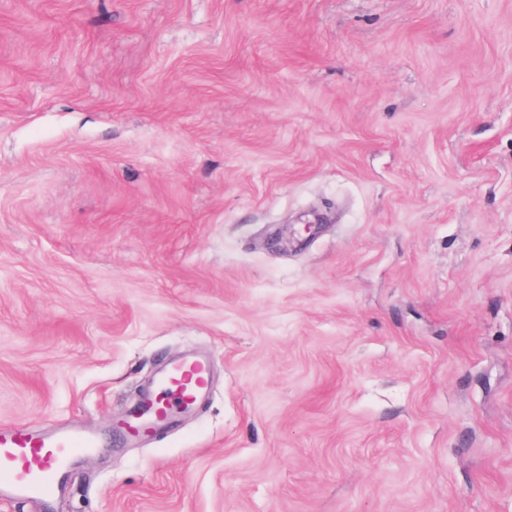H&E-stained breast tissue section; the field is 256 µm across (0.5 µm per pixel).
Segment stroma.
<instances>
[{"label": "stroma", "mask_w": 512, "mask_h": 512, "mask_svg": "<svg viewBox=\"0 0 512 512\" xmlns=\"http://www.w3.org/2000/svg\"><path fill=\"white\" fill-rule=\"evenodd\" d=\"M0 425L103 441L0 512H512V0H0ZM207 384L208 371L204 363H177L154 388L144 393L141 402L147 406L135 419L141 425L159 420L198 397L206 389Z\"/></svg>", "instance_id": "stroma-1"}]
</instances>
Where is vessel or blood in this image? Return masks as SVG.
I'll return each instance as SVG.
<instances>
[{"instance_id":"obj_1","label":"vessel or blood","mask_w":512,"mask_h":512,"mask_svg":"<svg viewBox=\"0 0 512 512\" xmlns=\"http://www.w3.org/2000/svg\"><path fill=\"white\" fill-rule=\"evenodd\" d=\"M204 363L180 362L148 389L138 417L146 425L173 413L207 387ZM97 437L69 429L35 432L22 426L0 428V500L52 497L71 459L95 451Z\"/></svg>"}]
</instances>
